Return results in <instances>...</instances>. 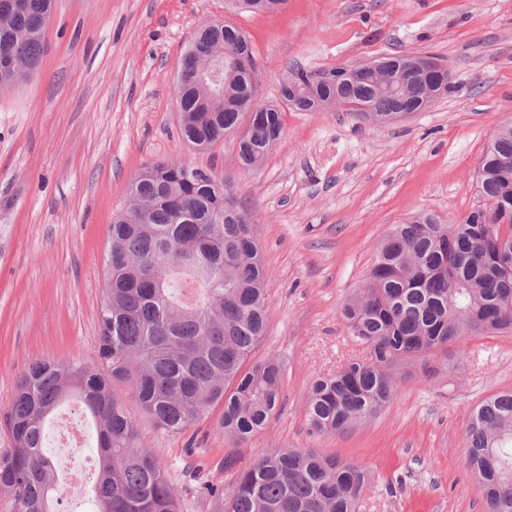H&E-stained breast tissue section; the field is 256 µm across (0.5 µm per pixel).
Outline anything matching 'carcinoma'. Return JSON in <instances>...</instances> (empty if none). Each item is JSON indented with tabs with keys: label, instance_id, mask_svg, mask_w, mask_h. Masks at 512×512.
<instances>
[{
	"label": "carcinoma",
	"instance_id": "cac0c4a2",
	"mask_svg": "<svg viewBox=\"0 0 512 512\" xmlns=\"http://www.w3.org/2000/svg\"><path fill=\"white\" fill-rule=\"evenodd\" d=\"M56 0H0V89L25 80L44 51ZM252 53L237 26L203 25L182 60L175 97L183 138L197 149L224 140L249 117L237 151L260 166L282 132L281 110H250L256 69L224 74L226 103L194 79L195 53ZM382 74L398 85L415 76ZM293 69L282 103L317 112L341 98L362 103L382 122L407 105L404 95L353 80L339 67L313 80ZM146 207L130 204L112 220L105 254L107 280L99 311V361L36 359L20 375L3 410L11 448L0 452V493L14 512H55L63 493L43 450L44 426L62 404H82L97 433L94 512H179L166 466L147 449L123 386L152 425L186 433L210 409L233 447L262 431L281 407L284 368L273 354L255 357L267 334L268 270L249 211L214 189L216 174L187 163H152L136 176ZM477 188L483 205L461 224L419 216L385 235L363 285L345 301L351 336L368 350L316 379L306 417L317 433H345L377 415L397 396L395 368L426 360L475 336L512 333V124L501 126L481 158ZM465 464L488 512H512V391L479 404L465 435ZM235 471L233 491L204 482L189 492L211 512H358L372 484L361 465L310 448H271L247 465L229 451L209 463Z\"/></svg>",
	"mask_w": 512,
	"mask_h": 512
}]
</instances>
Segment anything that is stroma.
I'll return each mask as SVG.
<instances>
[{
  "label": "stroma",
  "instance_id": "obj_1",
  "mask_svg": "<svg viewBox=\"0 0 512 512\" xmlns=\"http://www.w3.org/2000/svg\"><path fill=\"white\" fill-rule=\"evenodd\" d=\"M230 19L253 48L259 96L280 105L289 67L313 71L404 53L432 56L451 88L427 109L378 123L342 106L282 110V136L245 168L236 137L197 150L181 135L174 81L199 27ZM512 122V0H288L276 13H239L229 0H58L34 75L0 91V410L37 358L98 359L104 255L112 217L145 165L184 159L213 169L243 199L269 271L267 338L258 355L284 364L282 406L237 451L311 448L375 474L358 512H486L465 467L473 409L512 390V334L472 338L465 353L398 368V395L342 434L311 432L312 381L365 350L342 316L389 229L420 214L459 224L483 200L476 185L495 130ZM65 403L46 424L44 451L71 467L61 512H93L96 432L62 455ZM218 411L189 434L141 421L148 446L180 492V512H210L189 474L231 488L210 468L229 445ZM196 453L186 456V444Z\"/></svg>",
  "mask_w": 512,
  "mask_h": 512
}]
</instances>
